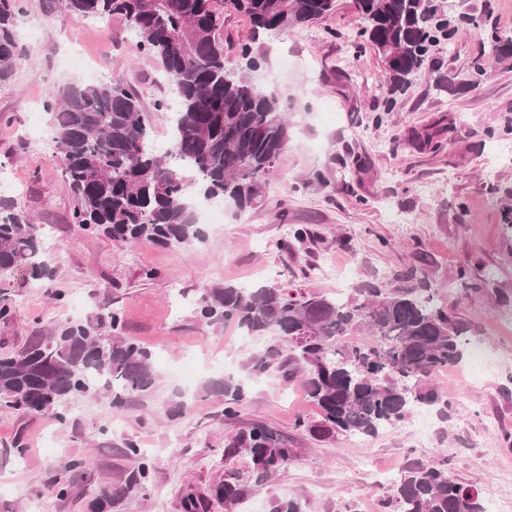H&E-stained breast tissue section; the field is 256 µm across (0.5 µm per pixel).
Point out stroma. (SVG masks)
Returning <instances> with one entry per match:
<instances>
[{
	"label": "stroma",
	"mask_w": 512,
	"mask_h": 512,
	"mask_svg": "<svg viewBox=\"0 0 512 512\" xmlns=\"http://www.w3.org/2000/svg\"><path fill=\"white\" fill-rule=\"evenodd\" d=\"M41 2L28 0L20 25L28 56L13 81L0 87V194L14 197L48 230L56 277L48 289L15 280L13 317L0 323V353L20 349L62 320L117 309L125 336L153 355L157 391L120 408L104 397L82 399L63 424L0 408V512H88V501L126 467L120 448L127 440L151 456L154 471L149 491L129 495L117 512H182L187 486L226 477L245 489L238 512H271L275 501L288 499L301 512H380L384 492L370 488L366 466L441 458L461 482L479 489L489 510L512 502V443L506 441L512 435V333L498 324L512 312V233L502 224V201L512 195V155L494 156L487 135L512 116V64L488 63L479 90L454 96L437 90L439 76L465 77L485 57L482 39L464 24L391 100L379 56L353 46L359 25L353 0H337L335 13L278 37L255 35L246 16L225 13L218 37L227 68L241 69L245 45L262 57L256 77L290 102L292 140L261 203L206 225L204 244L127 247L72 222L74 199L61 169L35 142L48 134L42 104L53 88L91 83L97 67L125 74L147 106L167 90L153 65L139 59L124 19L52 20ZM452 12L512 36L501 22L512 14V0H454ZM425 131L433 135L430 146L408 144L411 133ZM288 222L311 233L290 253L279 247ZM328 258L352 268L344 289L350 297L362 284L386 289L395 273L421 270L438 288V304L468 325L472 353L490 359V374L478 379L467 360L437 374L452 406L426 446L417 444L410 421L373 439H317L296 430L297 420L318 418L302 383L248 376L242 368L264 340L243 342L235 326L208 328L195 318L201 287L227 281L272 286L302 267L311 271L309 286L336 293L338 276L318 270ZM146 269L155 278H144ZM485 272L493 274L495 288L484 286ZM227 375L244 377L247 385L233 421L224 418L223 397L203 390ZM181 398L185 414L170 419L169 406ZM254 420L292 438L299 450L263 483L247 458L222 452L225 439ZM19 442L27 448L22 457L15 451ZM73 459L83 463L81 494L63 498L53 480Z\"/></svg>",
	"instance_id": "35a3bbf8"
}]
</instances>
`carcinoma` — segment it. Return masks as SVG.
Listing matches in <instances>:
<instances>
[{
    "label": "carcinoma",
    "instance_id": "carcinoma-1",
    "mask_svg": "<svg viewBox=\"0 0 512 512\" xmlns=\"http://www.w3.org/2000/svg\"><path fill=\"white\" fill-rule=\"evenodd\" d=\"M212 0H44V12L71 16L121 17L135 31L141 56L175 95L170 116L171 149L161 154L152 138L156 114L169 111L161 96L146 108L123 76L97 84H69L49 93L51 143L75 198L72 221L89 234L127 246L150 241L192 248L206 239L191 213L201 195L243 213L255 207L291 139L286 109L278 95L255 81L261 69L251 49H242L241 73L224 63L216 31L220 18ZM361 20L357 37L382 60L389 93L405 91L426 67L441 40L456 30L438 22L434 0H353ZM247 16L255 33L282 35L336 10V0H224ZM26 0H0V85L12 81L26 57L18 33ZM498 63L512 60V37L485 33ZM484 71L464 81L439 79L447 93L476 91ZM43 227L8 196H0V321L9 322L11 278L41 284L55 270L44 250ZM310 235L295 224L282 244L302 247ZM307 273L275 287L234 283L203 287L195 310L200 324L234 323L253 337L271 335L268 345L245 362L252 375L283 381L301 376L307 396L320 410L318 421L300 419L296 429L318 436L374 438L403 424L416 406L448 416V393L433 375L460 365L467 354L466 324L436 302L438 289L426 276L403 273L386 290L358 289L363 299L344 301L305 285ZM370 336L367 343L348 338ZM157 377L150 350L123 334L115 309L96 319L60 322L47 336H33L20 350L0 354V406L30 417L51 413L63 423L70 403L109 394L121 407L150 395ZM224 396V418L232 420L246 395L242 381L211 384ZM288 437L254 421L224 440V458L247 457L256 480L267 481L295 459ZM128 466L92 499L89 512H113L134 492L147 493L153 466L136 442H124ZM244 489L229 478L182 494L183 512H209L213 501L235 512ZM381 512H485L479 491L465 486L448 462H410L391 484Z\"/></svg>",
    "mask_w": 512,
    "mask_h": 512
}]
</instances>
